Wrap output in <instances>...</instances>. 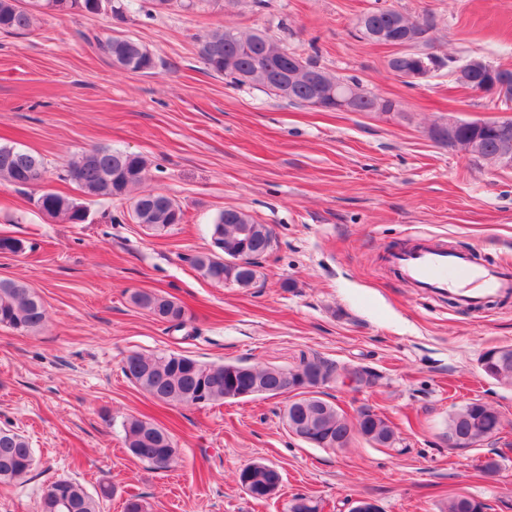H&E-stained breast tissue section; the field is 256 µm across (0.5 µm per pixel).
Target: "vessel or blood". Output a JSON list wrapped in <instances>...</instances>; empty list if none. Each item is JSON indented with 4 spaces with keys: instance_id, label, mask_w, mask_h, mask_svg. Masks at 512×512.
<instances>
[{
    "instance_id": "vessel-or-blood-1",
    "label": "vessel or blood",
    "mask_w": 512,
    "mask_h": 512,
    "mask_svg": "<svg viewBox=\"0 0 512 512\" xmlns=\"http://www.w3.org/2000/svg\"><path fill=\"white\" fill-rule=\"evenodd\" d=\"M389 260L403 279L418 291L453 296L467 308L482 306L491 296H512V261L477 262L434 237L423 235L393 249Z\"/></svg>"
}]
</instances>
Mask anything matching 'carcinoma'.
Returning a JSON list of instances; mask_svg holds the SVG:
<instances>
[{
    "mask_svg": "<svg viewBox=\"0 0 512 512\" xmlns=\"http://www.w3.org/2000/svg\"><path fill=\"white\" fill-rule=\"evenodd\" d=\"M132 4L126 0H0V32L26 34L45 19L55 15L76 13L106 15L124 20ZM434 27L431 22H420L400 10L377 7L361 15L356 24L361 38L378 43H398L404 46L388 60L389 68L399 74L420 68L428 77L448 75L450 80L472 92L483 85L497 84L502 98L495 104L512 108V69L493 66L480 56L465 59H430L426 34ZM97 50L112 61V65L128 72L145 73L156 67L154 54L142 43L127 37L95 38ZM292 51L264 29L244 33L230 26L213 29L199 41V56L207 69L229 84L244 85L245 75L256 71L282 69L288 71V89L281 85L254 86L265 88L291 104L301 105L318 97L312 75L317 73L323 82L334 88L336 77L325 72L317 61L303 60L301 68L290 67ZM346 85L360 93L352 101L354 112H393L396 104L364 88L355 77L346 79ZM429 137L439 145L459 146L476 161L497 163L506 155L512 159V120L503 122L462 121L453 133L448 124L441 122L428 131ZM38 174L36 182L44 180V158L35 152L13 144H0V183L24 186L30 173ZM146 160L127 151L109 147L94 148L68 165V176L75 181L83 196L119 199L129 202L128 217L155 234H160L182 223L184 212L172 197L158 191H138L147 180ZM75 197L44 189L35 200L38 209L51 218L67 224H80L82 219L74 209ZM212 249L190 257V263L201 276L215 284L229 283L249 288L258 278L259 259L273 247L274 233L266 224L258 223L247 211L226 208L211 224ZM247 246L250 257L247 267L232 268L224 264L242 246ZM25 242L14 237H0V253L19 255L25 252ZM131 302L170 327L179 330L186 324V311L175 298L148 291L130 295ZM46 308L40 296L26 283L0 280V326L21 333L35 331L44 326ZM484 373L503 385L512 386V347H493L481 357ZM126 377L136 386L161 402L206 406L240 398L237 387L249 385L259 393L273 397L279 394L286 378L303 373L326 383L341 370L330 359L315 357L304 360L291 369L246 366V377L233 385L226 378L222 363H203L183 354L170 353L150 357L141 354L128 356L122 366ZM288 432L300 441L319 448H344L359 435L370 443L391 448L396 442L393 427L387 419L371 407L358 411L351 422L336 405L315 396H301L289 402L283 410ZM124 444L135 458L156 464L163 455H176L170 434L162 426L129 417L123 424ZM501 428V417L491 404L475 399L448 417L450 447L458 443L477 446L495 436ZM36 464L33 448L22 435L0 428V484L21 483ZM59 497L42 493L38 512H101V500L112 497V485L100 487L93 496L84 487L71 480L58 479L51 483ZM488 505L466 494L448 498L445 512H486ZM287 512H318L309 503L307 494L296 493L288 501Z\"/></svg>",
    "mask_w": 512,
    "mask_h": 512,
    "instance_id": "1",
    "label": "carcinoma"
}]
</instances>
